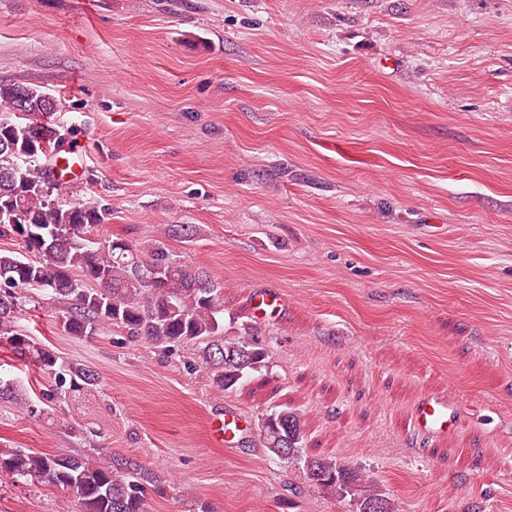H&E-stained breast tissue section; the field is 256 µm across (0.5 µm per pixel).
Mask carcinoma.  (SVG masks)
Listing matches in <instances>:
<instances>
[{"mask_svg": "<svg viewBox=\"0 0 512 512\" xmlns=\"http://www.w3.org/2000/svg\"><path fill=\"white\" fill-rule=\"evenodd\" d=\"M46 96L34 87L0 83V238L20 237L18 250L0 252V348L50 377L41 392L47 406L98 386L91 367L58 361L18 329L22 303L33 294L66 301L58 319L73 336L112 329L163 351L191 344L212 370L217 387L229 391L239 386L264 361L265 351L249 330L224 335L221 287L160 246L140 248L102 238L106 209L60 197L48 161L62 145ZM230 349L242 351L243 357L225 359ZM5 396L19 410L35 412L12 385H0V399ZM274 414L289 425L288 440L264 418L263 447L281 460L303 461L308 480L338 497L368 481L361 470L335 457H301L302 415L288 409ZM7 479L56 487L75 496L80 512H153L150 492L164 489L159 476L130 457H75L3 446L0 481Z\"/></svg>", "mask_w": 512, "mask_h": 512, "instance_id": "carcinoma-1", "label": "carcinoma"}]
</instances>
